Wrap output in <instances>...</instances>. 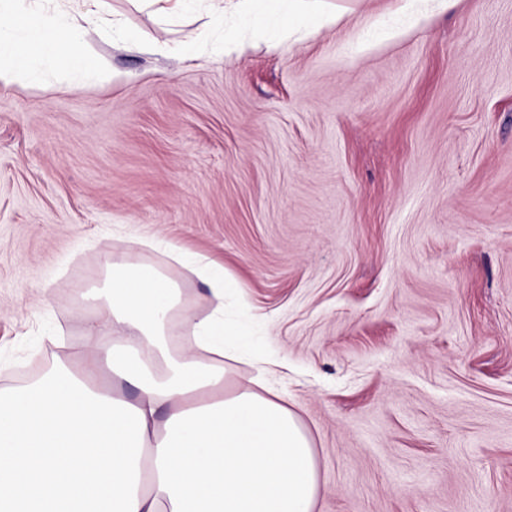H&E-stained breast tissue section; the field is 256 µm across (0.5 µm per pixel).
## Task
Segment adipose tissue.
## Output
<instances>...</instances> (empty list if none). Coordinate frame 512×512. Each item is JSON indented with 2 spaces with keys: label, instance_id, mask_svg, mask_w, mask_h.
<instances>
[{
  "label": "adipose tissue",
  "instance_id": "adipose-tissue-1",
  "mask_svg": "<svg viewBox=\"0 0 512 512\" xmlns=\"http://www.w3.org/2000/svg\"><path fill=\"white\" fill-rule=\"evenodd\" d=\"M104 2L55 0L61 31L28 25L33 0H0V88L38 57L86 67L75 46ZM222 3L265 26L288 15L296 32L319 18L308 0ZM140 247L105 257L97 313L70 357L0 389V512H315L318 467L299 416L277 394L229 383L223 266L195 268L217 301L200 319L175 281L139 261ZM175 319L189 332L178 355L166 342ZM199 349L209 362L196 360ZM127 385L135 396H123Z\"/></svg>",
  "mask_w": 512,
  "mask_h": 512
}]
</instances>
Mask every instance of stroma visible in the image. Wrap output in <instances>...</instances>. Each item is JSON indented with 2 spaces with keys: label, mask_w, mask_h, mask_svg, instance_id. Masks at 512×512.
Returning a JSON list of instances; mask_svg holds the SVG:
<instances>
[{
  "label": "stroma",
  "mask_w": 512,
  "mask_h": 512,
  "mask_svg": "<svg viewBox=\"0 0 512 512\" xmlns=\"http://www.w3.org/2000/svg\"><path fill=\"white\" fill-rule=\"evenodd\" d=\"M401 0L238 57L234 27L108 0L80 76L0 89V388L65 361L102 260L133 239L224 264L250 335L231 380L272 385L312 437L316 512H512V0H451L367 40ZM156 51H146V44ZM201 317L211 289L165 253Z\"/></svg>",
  "instance_id": "35a3bbf8"
}]
</instances>
